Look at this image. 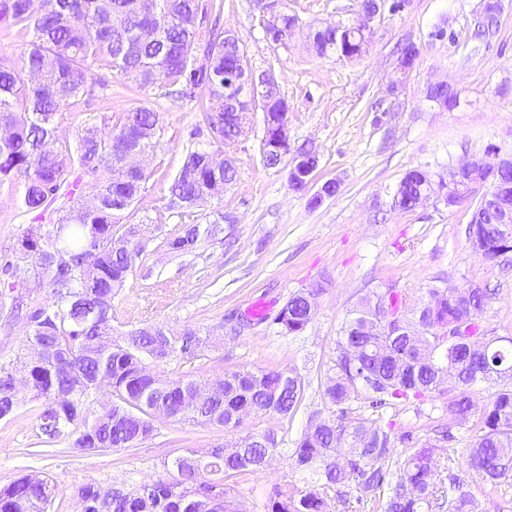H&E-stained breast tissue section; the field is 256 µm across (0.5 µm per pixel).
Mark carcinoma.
<instances>
[{
  "instance_id": "carcinoma-1",
  "label": "carcinoma",
  "mask_w": 512,
  "mask_h": 512,
  "mask_svg": "<svg viewBox=\"0 0 512 512\" xmlns=\"http://www.w3.org/2000/svg\"><path fill=\"white\" fill-rule=\"evenodd\" d=\"M223 0H6L0 6V26L12 28L27 41V52L13 61L0 56V182L19 184V204L28 213L42 212L60 196L70 201L59 218L66 225L44 229L31 225L19 241L21 258L34 260L51 286L45 301L28 308L23 350L38 344L41 361L26 358L19 368L0 366V419L11 417L20 398L15 372L39 402V430L48 440L64 438L71 448L89 454L100 448H133L152 436L155 421L169 419L213 427L229 425L231 414L244 420L252 415L287 416L299 406L304 392L294 370H239L224 374V394L205 410L197 409L182 390L202 382L164 379L151 382L146 360L193 357L209 346V338L193 329L175 336L154 324L127 332L124 343L112 342V299L124 288L141 249L133 226L122 223L150 173L115 161L119 143L130 139L144 152L153 150L163 131L160 113L136 108L119 115L93 114L75 142L56 136L66 112L76 102L95 95L99 81L92 65L99 63L133 82L144 94L176 102L197 103L203 127L215 139L187 148L179 172L168 187L165 209L183 217L195 213L224 191L218 182L233 185L238 169L231 166L213 176L207 156L224 150L233 125L224 118L231 107L224 100V73L248 66L240 42L204 26L208 13L223 9ZM152 27L157 36L142 39L139 30ZM320 57L336 53L360 58L359 37L352 24H324L310 33ZM206 64L196 66L198 54ZM265 85L247 112H262L272 137L283 131L279 76L266 70ZM267 167L280 165L288 154L309 165L313 147L291 151L288 138ZM432 181L420 169L405 174L396 189L398 209H414V201ZM92 196L83 203L84 193ZM494 218L474 207L467 242L490 261L512 251V238L491 229ZM200 225L186 224L169 242L179 251H192ZM491 302L485 288L448 285L430 288L427 298L405 314L406 299L392 289L364 299L351 310L337 339L333 375L324 396L338 415L330 426L309 428L297 443L295 464L316 475L315 488L284 481L274 487L268 512H327L328 493L347 481L381 487L387 495L379 512H469L471 494L464 481L452 478L445 493L434 481V448L413 449L390 482L384 469L389 437L379 426L352 414L349 403L372 391L396 400L423 399L444 394L438 373L449 370L458 380L448 397V415L461 421L473 414V389L485 383L492 393L477 415L478 434L468 451V467L494 486L512 476V338L493 335L480 324ZM288 319L281 329L304 330L310 323L303 292L289 297ZM382 322L369 328L373 309ZM475 318L466 344L448 343L440 331L461 321L468 311ZM109 405L101 407L98 398ZM348 454L341 455L342 446ZM275 447L268 435L250 448L216 452L187 448L173 462L176 474L121 493L110 485L86 484L77 496L91 503V512H189L204 485L224 496V512H239L229 478L264 469ZM58 484L38 474H24L0 488V512H51Z\"/></svg>"
}]
</instances>
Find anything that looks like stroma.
Returning a JSON list of instances; mask_svg holds the SVG:
<instances>
[{
    "label": "stroma",
    "mask_w": 512,
    "mask_h": 512,
    "mask_svg": "<svg viewBox=\"0 0 512 512\" xmlns=\"http://www.w3.org/2000/svg\"><path fill=\"white\" fill-rule=\"evenodd\" d=\"M494 2L497 24L486 27L485 5ZM299 25L286 44L264 37L253 19V0H224L220 25L236 32L256 71L275 69L287 100L291 148L313 145L317 173L307 191L293 190L288 168L264 165L262 117L228 148L239 174L223 196L210 200L194 223L220 227L201 235L195 249H170L180 219L166 218L167 188L180 169L197 104L174 103L146 95L111 69L95 66L103 89L79 101L58 130L74 141L86 111L119 114L138 107L159 112L160 144L142 163L151 177L131 218L139 225L143 248L125 288L113 302V327L124 332L157 323L179 334L199 331L214 339L198 357L152 363L164 378L196 379L234 370L293 369L304 382L303 400L289 417L254 415L238 428L200 427L168 420L137 447L79 455L67 442L43 445L37 404L20 392L16 413L0 420V487L37 473L58 483L56 512H76L78 487L97 482L130 490L168 475L185 449L219 448L249 435L274 436L276 445L261 473L232 478L242 512H267L274 485L306 486L307 474L292 459L295 442L313 419H331L335 408L324 397L341 334L350 310L361 298L386 289L420 297L431 287L471 282L493 289L482 316L496 335L512 336V262L483 259L465 240L473 200L448 206L432 199L402 212L393 206L404 175L418 168L447 176L463 159L512 156V0H406L398 11H384L372 24L367 52L356 61L318 57L307 39L310 27L349 23L357 0H288ZM411 42L419 59L409 76L397 69L399 45ZM444 83L457 95L445 106L432 100V86ZM340 183L332 199L309 200L327 180ZM64 210L50 205L42 214L22 211L17 190L0 183V258L13 255L28 225L52 226ZM315 288V314L299 333L285 332L275 317L297 292ZM43 301L50 293L34 262L21 261L12 282L0 281V364L21 352L28 329L25 316H10L17 294ZM358 416L376 423L390 438V467L423 445L436 448V482L448 487L464 478L472 512H512V478L490 487L469 472L467 450L477 433L473 422L452 419L446 397L371 405L360 397ZM380 490L354 481L340 486L330 512H377Z\"/></svg>",
    "instance_id": "35a3bbf8"
}]
</instances>
